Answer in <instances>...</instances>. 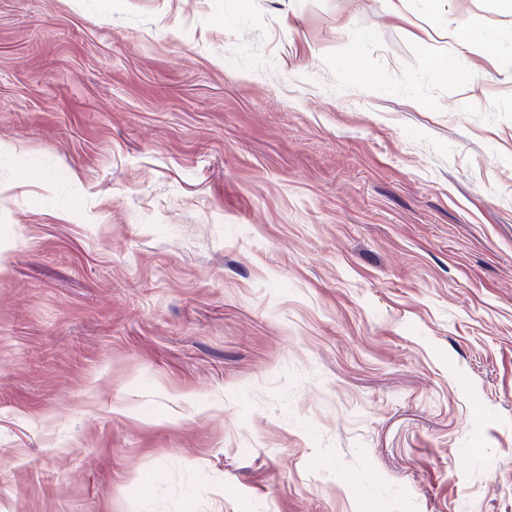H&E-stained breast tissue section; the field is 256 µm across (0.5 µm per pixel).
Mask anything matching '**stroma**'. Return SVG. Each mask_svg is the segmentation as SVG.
<instances>
[{"mask_svg": "<svg viewBox=\"0 0 512 512\" xmlns=\"http://www.w3.org/2000/svg\"><path fill=\"white\" fill-rule=\"evenodd\" d=\"M0 512H512V5L0 0Z\"/></svg>", "mask_w": 512, "mask_h": 512, "instance_id": "35a3bbf8", "label": "stroma"}]
</instances>
